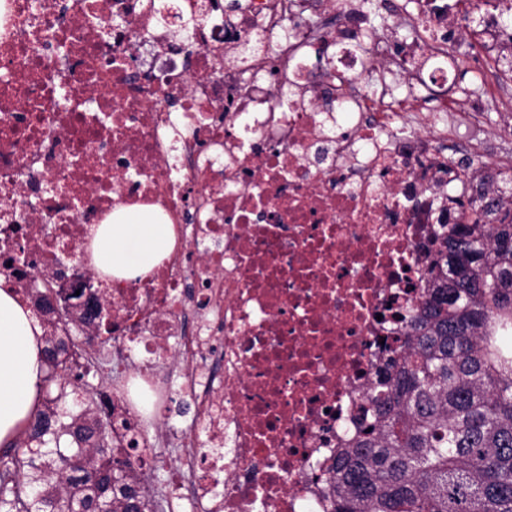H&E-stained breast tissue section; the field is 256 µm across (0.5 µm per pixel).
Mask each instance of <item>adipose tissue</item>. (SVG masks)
Instances as JSON below:
<instances>
[{
  "label": "adipose tissue",
  "instance_id": "obj_1",
  "mask_svg": "<svg viewBox=\"0 0 512 512\" xmlns=\"http://www.w3.org/2000/svg\"><path fill=\"white\" fill-rule=\"evenodd\" d=\"M96 267L133 280L174 248L172 225L156 223L143 207L118 209L91 228ZM42 330L14 289L0 288V443L15 439L36 408L44 376Z\"/></svg>",
  "mask_w": 512,
  "mask_h": 512
}]
</instances>
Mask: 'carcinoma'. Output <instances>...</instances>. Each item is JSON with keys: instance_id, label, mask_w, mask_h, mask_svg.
Here are the masks:
<instances>
[{"instance_id": "obj_1", "label": "carcinoma", "mask_w": 512, "mask_h": 512, "mask_svg": "<svg viewBox=\"0 0 512 512\" xmlns=\"http://www.w3.org/2000/svg\"><path fill=\"white\" fill-rule=\"evenodd\" d=\"M448 160L464 214L327 469L333 512H512V175ZM46 397L0 449V512H159L85 373L43 336Z\"/></svg>"}]
</instances>
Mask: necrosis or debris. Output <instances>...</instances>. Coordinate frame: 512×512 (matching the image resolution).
Masks as SVG:
<instances>
[{"label": "necrosis or debris", "mask_w": 512, "mask_h": 512, "mask_svg": "<svg viewBox=\"0 0 512 512\" xmlns=\"http://www.w3.org/2000/svg\"><path fill=\"white\" fill-rule=\"evenodd\" d=\"M458 2L379 0L416 29L400 49L347 26L353 0H0V285L59 293L67 335L111 348L99 409L138 478L164 470L169 512H331L324 468L460 220L448 146L485 153L445 68L431 97L387 81L446 53ZM135 205L176 245L131 282L88 248ZM144 398L194 408L161 434L172 461Z\"/></svg>", "instance_id": "1"}]
</instances>
